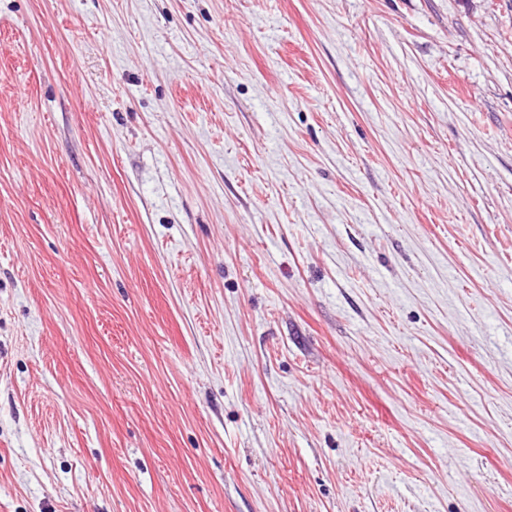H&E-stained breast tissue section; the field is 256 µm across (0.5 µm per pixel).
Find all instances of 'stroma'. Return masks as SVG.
<instances>
[{
    "mask_svg": "<svg viewBox=\"0 0 512 512\" xmlns=\"http://www.w3.org/2000/svg\"><path fill=\"white\" fill-rule=\"evenodd\" d=\"M0 512H512V0H0Z\"/></svg>",
    "mask_w": 512,
    "mask_h": 512,
    "instance_id": "obj_1",
    "label": "stroma"
}]
</instances>
